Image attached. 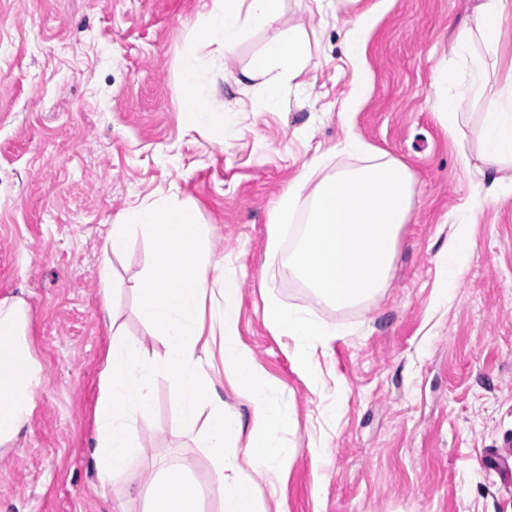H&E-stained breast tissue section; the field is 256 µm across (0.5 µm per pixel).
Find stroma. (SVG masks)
Masks as SVG:
<instances>
[{"label":"stroma","mask_w":512,"mask_h":512,"mask_svg":"<svg viewBox=\"0 0 512 512\" xmlns=\"http://www.w3.org/2000/svg\"><path fill=\"white\" fill-rule=\"evenodd\" d=\"M478 2L333 0L319 18L307 0H283V23L250 27L227 50L190 27L211 0H0V299L24 298L44 377L27 427L0 453V512H112L126 499L142 512L136 488L95 475L109 342L100 268L115 218L160 195L193 208L214 249L244 269L239 336L293 417L279 438L294 461L281 487L260 485L265 502L280 498L288 512H512L500 459L512 439V191L477 211L468 269L448 308L434 307L451 226L481 181L483 103L468 93L469 61L448 53ZM370 7L371 88L347 120L354 70L344 36ZM289 24L306 33L309 57L270 110L238 77ZM192 53L211 81L210 109L236 124L230 145L183 122L181 61ZM440 65L460 101L452 130L433 107ZM349 126L407 166L414 203L385 292L339 310L267 264V223L304 165L320 160L317 182L353 165L334 150ZM150 258L140 236L113 257L114 311L156 359L163 341L129 289ZM270 298L344 328L316 355L317 383L299 376L290 339L266 325ZM153 392L152 412L136 423L137 468L178 462L208 483L209 451L181 428L174 385L160 376ZM314 442L326 465L310 453Z\"/></svg>","instance_id":"1"}]
</instances>
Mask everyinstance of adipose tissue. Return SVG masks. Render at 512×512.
Returning <instances> with one entry per match:
<instances>
[{
    "instance_id": "1",
    "label": "adipose tissue",
    "mask_w": 512,
    "mask_h": 512,
    "mask_svg": "<svg viewBox=\"0 0 512 512\" xmlns=\"http://www.w3.org/2000/svg\"><path fill=\"white\" fill-rule=\"evenodd\" d=\"M508 1L480 0L472 21L450 45L451 54L471 53L474 40L495 50L494 31ZM282 0H212L200 30V41L233 48L247 26H264L282 17ZM374 22L373 11L361 12L346 32L350 63L356 74L344 109H358L369 90V71L364 60L367 33ZM308 54L305 35L296 28L262 49L242 71L240 83H253L264 91V104L276 108L284 78L303 69ZM183 114L193 127L220 125L219 143L234 140L232 124H218L207 105L209 81L197 55L182 64ZM470 91L485 101L481 116V160L493 172L491 188L476 196V207L491 202L496 188L512 166V70L503 81L490 79L482 62H474ZM474 209L464 211L453 226L443 255L442 276L436 301L448 302V290L465 273L475 246L472 234ZM151 245L152 259L135 278L132 289L138 313L161 336L165 353L161 359L146 357L140 341L130 338L114 323L110 299L114 293L112 267L103 262L100 280L105 302L102 315L113 323L112 337L100 372L101 394L96 409L93 450L97 479L106 484L133 478L135 422L152 407V383L157 376L170 378L178 391L180 422L194 431L206 419L203 435L210 448V486L219 501V512H286L283 505L268 509L257 492L256 479L276 486L290 467L294 451L278 435L287 431L291 415L275 397V386L238 332L239 280L237 266L225 263L211 246L203 225L192 208L161 196L145 201L118 215L105 249L123 254L134 235ZM264 320L278 334L292 341L289 350L300 376L316 382L319 374L317 350L327 348L336 336L335 327L322 324L304 313L268 300ZM28 309L22 299L0 300V447H7L28 423L41 383V367L31 352ZM223 369L236 397L250 410L249 421L224 407L211 384L216 369ZM198 482L185 466L163 469L148 493L145 512H202Z\"/></svg>"
}]
</instances>
